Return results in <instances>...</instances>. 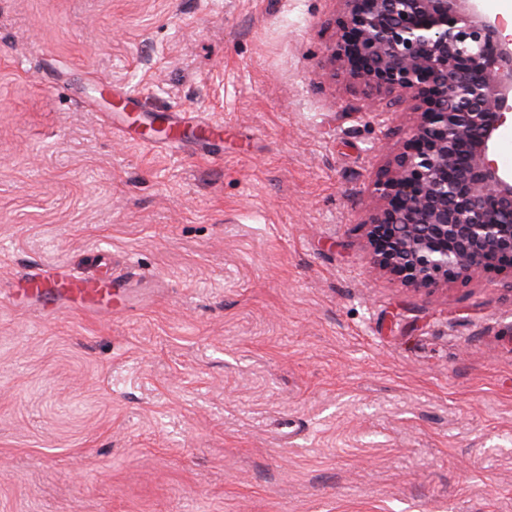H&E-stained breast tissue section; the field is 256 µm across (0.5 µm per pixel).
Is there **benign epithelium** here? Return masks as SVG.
<instances>
[{"label": "benign epithelium", "mask_w": 512, "mask_h": 512, "mask_svg": "<svg viewBox=\"0 0 512 512\" xmlns=\"http://www.w3.org/2000/svg\"><path fill=\"white\" fill-rule=\"evenodd\" d=\"M345 33L334 57L375 94L414 102L418 145L372 185L384 202L368 222L391 225L369 268L410 283L476 276L512 251V176L490 158L512 116V39L477 0H341Z\"/></svg>", "instance_id": "7a95c632"}]
</instances>
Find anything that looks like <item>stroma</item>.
<instances>
[{"mask_svg": "<svg viewBox=\"0 0 512 512\" xmlns=\"http://www.w3.org/2000/svg\"><path fill=\"white\" fill-rule=\"evenodd\" d=\"M342 16L0 0V512H512V272H370L416 116L332 59ZM60 263L130 310L15 296Z\"/></svg>", "mask_w": 512, "mask_h": 512, "instance_id": "35a3bbf8", "label": "stroma"}]
</instances>
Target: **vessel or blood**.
<instances>
[{
    "label": "vessel or blood",
    "instance_id": "b4317fda",
    "mask_svg": "<svg viewBox=\"0 0 512 512\" xmlns=\"http://www.w3.org/2000/svg\"><path fill=\"white\" fill-rule=\"evenodd\" d=\"M22 283V296L32 300L45 314L54 312L67 300L79 301L83 311L93 313L110 306L113 295L124 289L123 284H107L94 276H81L64 265L28 272Z\"/></svg>",
    "mask_w": 512,
    "mask_h": 512
}]
</instances>
